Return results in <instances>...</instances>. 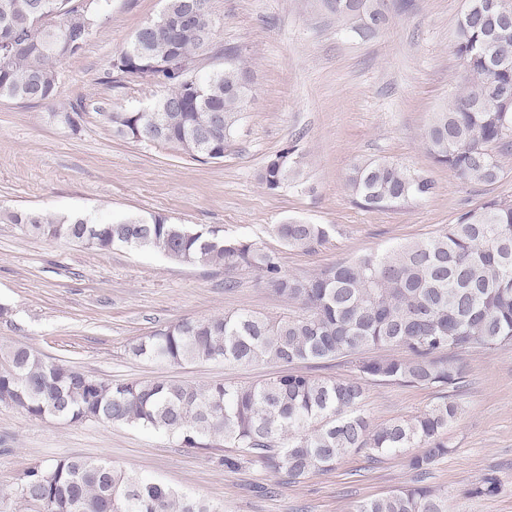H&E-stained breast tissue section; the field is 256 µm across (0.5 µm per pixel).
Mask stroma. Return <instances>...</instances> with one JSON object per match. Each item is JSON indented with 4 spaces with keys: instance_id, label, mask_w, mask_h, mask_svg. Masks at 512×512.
<instances>
[{
    "instance_id": "1",
    "label": "stroma",
    "mask_w": 512,
    "mask_h": 512,
    "mask_svg": "<svg viewBox=\"0 0 512 512\" xmlns=\"http://www.w3.org/2000/svg\"><path fill=\"white\" fill-rule=\"evenodd\" d=\"M465 4L387 0L386 24L362 38L337 25L323 0H209L217 42L239 51L252 84L223 160L201 163L117 137L104 120V113L140 109L163 92L151 82L116 92L104 77L164 0H110L85 50L60 67L53 106L82 101L79 132L50 119L53 106L0 100V205L54 216L153 215L218 228L276 252L283 272L295 277L433 235L486 198L512 200V154L502 159L503 179L485 187L459 180L424 144L433 113L457 85L453 46ZM290 143L301 159L300 183L268 191L259 173ZM371 159L431 177L436 194L386 210L359 207L347 177L355 163ZM291 220L327 225V240L308 251L285 245L274 228ZM295 309L251 269L228 273L123 245L97 251L0 223V344L21 343L107 382L266 381L280 366L173 365L135 358L130 348L185 318L249 311L279 319ZM461 361L468 380L454 395L461 412L445 434L450 451L433 464L428 483L447 494L448 512H512V349L469 351ZM437 397L433 388L371 383L360 411L376 429L420 414ZM228 452L215 443L185 448L152 429L69 424L0 404V501L10 512H26L15 498L25 471L84 457L209 500L221 512H352L360 500L410 484L407 459L414 454L408 448L372 460L360 450L333 471L285 484L245 460L225 468ZM489 471L500 479L499 491L467 496Z\"/></svg>"
}]
</instances>
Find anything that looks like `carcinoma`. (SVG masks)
Wrapping results in <instances>:
<instances>
[{
  "mask_svg": "<svg viewBox=\"0 0 512 512\" xmlns=\"http://www.w3.org/2000/svg\"><path fill=\"white\" fill-rule=\"evenodd\" d=\"M209 0H165L161 14L137 30L112 60L106 82L124 89L118 67L153 68L165 93L149 112L113 111L112 131L139 142L171 146L201 162L224 159L242 119L246 100L240 87L251 69L233 48L208 44L214 23ZM327 0L342 27L365 38L387 21L383 0ZM475 6L458 21L454 54L461 83L433 113L424 133L427 151L465 183L493 185L504 174L500 156L512 149V14ZM109 0H0V98L50 105L59 66L80 54L93 30H61L52 24L57 10L90 8L98 16ZM208 54L217 62L203 72L209 85L196 96L182 74L164 66L170 57ZM84 104L49 112L51 119L78 133ZM296 146L286 145L265 162L260 182L270 191L296 183ZM355 203L364 209L396 207L437 191L434 180L399 163L368 160L355 164L347 179ZM0 222L28 234L82 243L107 251L131 243L180 263L256 270L277 294L298 305L293 315L271 320L253 313L186 319L141 338L131 346L137 358L170 364L272 361L286 366L350 357L356 374L320 379L287 371L248 387L214 383L206 388L166 380L108 383L48 359L23 345L0 356V403L34 417L70 423L96 419L141 426L178 439L187 448L222 442L238 451L224 457L235 469L247 457L294 483L312 471L326 472L351 451L398 455L408 460L413 485L382 498L358 502L354 512H447V495L423 484L430 467L449 452L442 433L457 419L450 394L465 385L457 354L475 349H512V200L489 197L438 233L399 244L380 254L340 260L309 277H288L275 253L246 239H226L218 229L190 230L156 217L112 218L91 223L76 214L59 220L37 212L0 209ZM280 240L311 250L325 242L323 224L288 221L276 226ZM381 346L406 350V359L369 358ZM398 383L436 388L428 410L371 430L357 413L367 383ZM499 489L493 473L467 489L470 497ZM16 498L38 512H218L212 504L178 493L162 482L89 459H67L28 469Z\"/></svg>",
  "mask_w": 512,
  "mask_h": 512,
  "instance_id": "obj_1",
  "label": "carcinoma"
}]
</instances>
